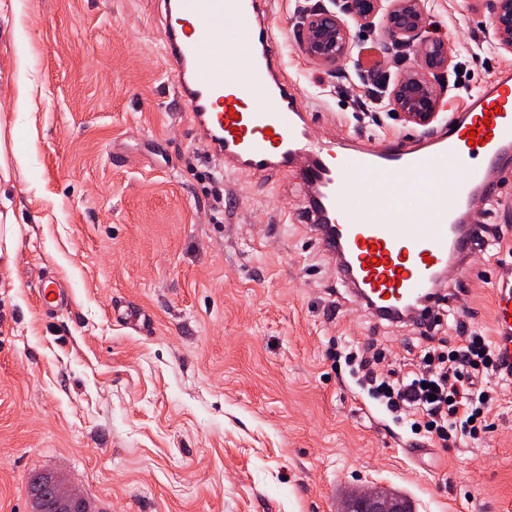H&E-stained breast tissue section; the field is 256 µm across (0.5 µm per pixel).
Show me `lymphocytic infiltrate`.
<instances>
[{"instance_id": "obj_1", "label": "lymphocytic infiltrate", "mask_w": 512, "mask_h": 512, "mask_svg": "<svg viewBox=\"0 0 512 512\" xmlns=\"http://www.w3.org/2000/svg\"><path fill=\"white\" fill-rule=\"evenodd\" d=\"M459 344L427 347L419 365L404 375L386 368V350L375 343L337 350L355 386L393 420L409 419L428 443L441 447L463 438L484 439L494 429L493 409L507 384L489 337L457 324Z\"/></svg>"}]
</instances>
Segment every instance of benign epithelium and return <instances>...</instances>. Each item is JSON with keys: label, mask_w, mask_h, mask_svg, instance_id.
<instances>
[{"label": "benign epithelium", "mask_w": 512, "mask_h": 512, "mask_svg": "<svg viewBox=\"0 0 512 512\" xmlns=\"http://www.w3.org/2000/svg\"><path fill=\"white\" fill-rule=\"evenodd\" d=\"M486 5L492 15L493 35L498 48L512 52V0H473ZM385 19L390 44L418 47L420 65L401 75L394 83L390 100L393 109L412 124L426 126L437 116L441 82L450 59L448 46L428 34L429 0H342L340 9L322 5L304 11L298 40L307 58L316 66L333 69L351 50L347 19L371 25L377 15ZM357 499L375 503V512H390L391 500L377 498V492L356 490Z\"/></svg>", "instance_id": "obj_1"}]
</instances>
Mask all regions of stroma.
Wrapping results in <instances>:
<instances>
[{
	"label": "stroma",
	"instance_id": "stroma-1",
	"mask_svg": "<svg viewBox=\"0 0 512 512\" xmlns=\"http://www.w3.org/2000/svg\"><path fill=\"white\" fill-rule=\"evenodd\" d=\"M316 0H273L275 67L315 134L393 141L419 126L353 103L356 72L315 66L297 38ZM445 85L505 69L488 10L432 0ZM22 34L24 47L14 36ZM29 89L17 108L18 83ZM27 157L18 169L14 150ZM177 103L158 0H0V512H32L31 476L53 470L95 512H339L379 487L415 512H512V385L479 442L419 446L363 398L330 350L374 339L412 370L427 342L372 316L337 279L293 174L224 172ZM476 224L512 239V173ZM512 252L486 238L471 274L449 271L436 338L454 320L493 334L490 282ZM52 273L71 305L50 314ZM149 314L139 333L112 320Z\"/></svg>",
	"mask_w": 512,
	"mask_h": 512
}]
</instances>
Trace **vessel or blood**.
I'll return each instance as SVG.
<instances>
[{
    "label": "vessel or blood",
    "instance_id": "vessel-or-blood-1",
    "mask_svg": "<svg viewBox=\"0 0 512 512\" xmlns=\"http://www.w3.org/2000/svg\"><path fill=\"white\" fill-rule=\"evenodd\" d=\"M163 9L175 87L208 152L234 171L299 170L308 188L300 222L333 260L337 278L358 300L372 301L375 316L390 320L437 288L448 265L468 273L466 256L477 241L466 224L470 203L496 196L502 163L512 157L511 76L470 92L436 136L337 149L312 136L290 86L272 73L275 33L252 24L256 0H163ZM420 173L433 190L397 207L396 196L410 193L409 176ZM376 174L383 187H375ZM38 295L48 310L69 304L66 288L51 279H42ZM490 304L497 356L512 366L511 263L495 275Z\"/></svg>",
    "mask_w": 512,
    "mask_h": 512
}]
</instances>
